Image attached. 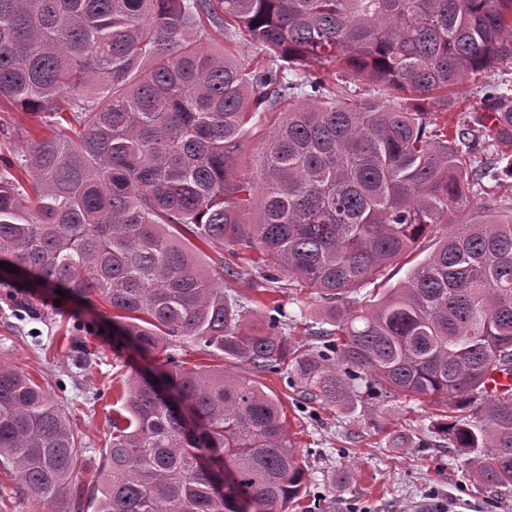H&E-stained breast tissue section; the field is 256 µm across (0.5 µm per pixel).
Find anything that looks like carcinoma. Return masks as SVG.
Returning <instances> with one entry per match:
<instances>
[{
  "label": "carcinoma",
  "instance_id": "obj_1",
  "mask_svg": "<svg viewBox=\"0 0 512 512\" xmlns=\"http://www.w3.org/2000/svg\"><path fill=\"white\" fill-rule=\"evenodd\" d=\"M224 46L211 47L213 34ZM246 45L254 57L238 50ZM512 61V0H0V108L51 135L0 136V276L112 308L146 352L189 339L261 371L293 362L299 392L340 407L453 398L484 422L439 423L463 477L512 491V93L457 121L460 84ZM393 98L379 104L374 93ZM288 112L252 175L246 125ZM432 103L436 109L427 110ZM480 196L484 219L467 220ZM241 244L330 303L319 346L296 355L270 318L224 293L179 238ZM427 238L433 249L380 299L336 308ZM174 392L170 405L156 386ZM207 449L235 475L217 496ZM81 442L49 393L0 360V467L29 512H67ZM94 512H288L306 490L283 406L256 381L175 364L124 380Z\"/></svg>",
  "mask_w": 512,
  "mask_h": 512
}]
</instances>
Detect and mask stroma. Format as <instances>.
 <instances>
[{
	"instance_id": "35a3bbf8",
	"label": "stroma",
	"mask_w": 512,
	"mask_h": 512,
	"mask_svg": "<svg viewBox=\"0 0 512 512\" xmlns=\"http://www.w3.org/2000/svg\"><path fill=\"white\" fill-rule=\"evenodd\" d=\"M199 251L205 260L223 258L231 271L224 291L240 297L253 323L280 317L291 344L318 345L325 307L316 293L292 286L271 289L269 278L277 268L255 249L228 245L220 251L203 245ZM84 346L92 356L81 363L76 354ZM170 356L187 369L223 365L281 400L308 471L305 497L293 512H512V492L491 507L486 493L464 481L460 451L419 445L448 417L460 414L476 422L482 411L409 397L387 401L365 395L347 410L308 401L283 375L219 360L190 342L141 354L114 336L111 311L103 303L0 280V359L36 379L66 410L83 448L79 483L100 477L109 420L125 377L135 369L159 368Z\"/></svg>"
}]
</instances>
